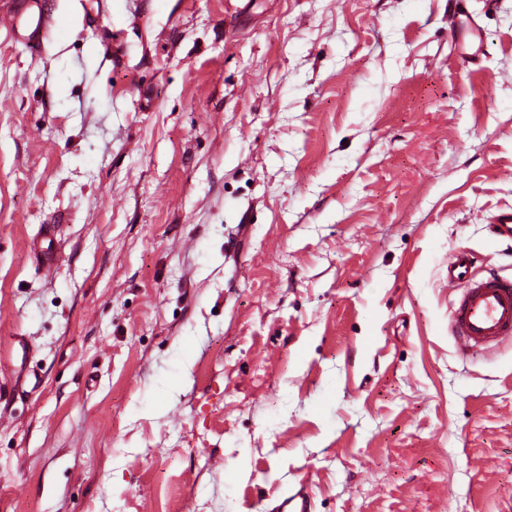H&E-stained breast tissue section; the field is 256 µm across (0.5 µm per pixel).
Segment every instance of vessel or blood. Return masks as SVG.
<instances>
[{
	"label": "vessel or blood",
	"mask_w": 512,
	"mask_h": 512,
	"mask_svg": "<svg viewBox=\"0 0 512 512\" xmlns=\"http://www.w3.org/2000/svg\"><path fill=\"white\" fill-rule=\"evenodd\" d=\"M17 38L35 41L47 19L46 0H17L12 11ZM448 284L459 291L450 329L462 352H490L512 340V280L495 273L480 274L472 254L456 250L447 264ZM269 512H313L306 489L294 490L276 501Z\"/></svg>",
	"instance_id": "1"
}]
</instances>
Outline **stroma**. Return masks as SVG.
Listing matches in <instances>:
<instances>
[{
  "label": "stroma",
  "mask_w": 512,
  "mask_h": 512,
  "mask_svg": "<svg viewBox=\"0 0 512 512\" xmlns=\"http://www.w3.org/2000/svg\"><path fill=\"white\" fill-rule=\"evenodd\" d=\"M112 2L0 0V512H512V0ZM12 14V28L17 38L35 42L47 19L46 0H19ZM448 286L460 291L450 329L460 350L491 352L512 340V280L488 272L481 276L465 248L448 259ZM269 507L267 512H313L310 494L304 487L288 493Z\"/></svg>",
  "instance_id": "35a3bbf8"
}]
</instances>
